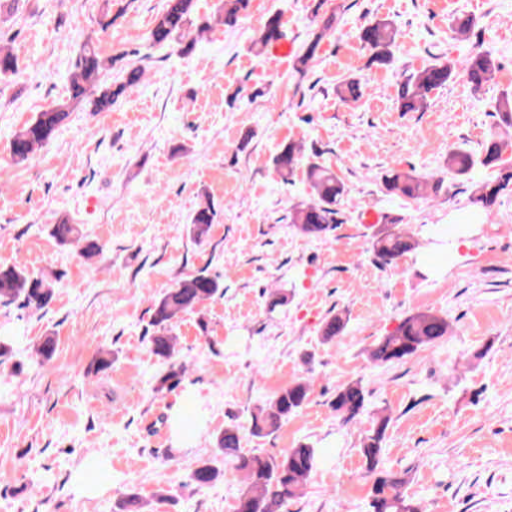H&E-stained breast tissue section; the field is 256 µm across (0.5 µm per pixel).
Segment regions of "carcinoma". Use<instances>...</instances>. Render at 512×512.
I'll list each match as a JSON object with an SVG mask.
<instances>
[{"mask_svg": "<svg viewBox=\"0 0 512 512\" xmlns=\"http://www.w3.org/2000/svg\"><path fill=\"white\" fill-rule=\"evenodd\" d=\"M250 0H223L222 8L213 17L218 25L233 27L248 9ZM196 0H165L157 16L149 39L155 44L180 41L192 23ZM211 22V23H213ZM205 22L202 28L211 27ZM338 16L332 12L322 19L305 51L296 56L295 70L306 71L309 61L316 55L324 37L333 33ZM398 30L387 19L367 22L360 30V41L370 52V64L388 66L392 63ZM283 37L279 17L270 16L260 30L255 42L258 52H263ZM113 59L104 56L91 39L81 46L70 77L69 100L74 103L88 101L91 111L109 109L124 96L127 89L138 84L143 71L131 65L122 78L105 84ZM501 68L500 63L487 51H475L456 66L454 61L435 59L426 66L403 72L397 88V102L402 112H422L427 107L429 93L442 88L463 73L473 92L478 93ZM20 73L19 57L11 46H0V79L8 80ZM336 96L343 102L356 101L362 96V82L348 78L336 86ZM495 114L499 121L512 126V91L504 90L496 99ZM68 117V105L57 104L36 115L12 134L10 153L12 160L23 164L47 144L58 127ZM512 142L491 132L485 138L481 157L456 149L448 153V172L456 177L468 176L476 164L485 168L508 163L505 153ZM301 149L289 143L275 157L274 165L283 177L293 174L300 161ZM312 198L294 205L288 214V224L299 236L321 239L332 232L337 224L340 207L348 195L345 183L330 168L312 162L306 170ZM387 194L408 201H418L431 194L437 195L444 188V180L420 175L412 170H392L383 178ZM473 202L484 207L493 205L505 192L512 189V171L501 172L494 180L474 184ZM217 211L207 203L198 206L190 218V232L198 242L204 241L215 223ZM58 242L73 246L79 253L91 258L100 251L98 243L83 238L79 226L63 222L53 228ZM418 246L415 235L400 228L387 231L374 238L371 253L374 261L389 268ZM57 279L35 274L16 266L0 267V305L18 303L26 309L40 310L47 306L55 294ZM224 293V285L204 270L181 279L174 287L161 294L153 303L150 338L152 352L168 360L175 352V339L171 326L179 315L193 311L217 294ZM347 326V319L340 313L328 315L321 327V337L326 343L340 338ZM448 316L433 310H418L405 316L397 327L382 337L368 351V359L375 366L393 365L406 361L417 352L432 346L448 336ZM312 382L299 378L281 388L270 400L251 413V437L264 438L277 431L283 423L297 414L310 400ZM368 392L362 381L355 380L341 385L330 403L331 411L344 423L356 421L366 410ZM390 418L382 416L374 422L370 434L360 448L365 470L372 478L368 512H422L420 503L405 493L408 480L383 468V441ZM242 435L237 427H227L218 438L217 445L224 454V468L219 469L208 461L197 464L189 475L190 483L202 488L212 485L231 474L241 484L235 500L234 512H285L288 500L300 495L305 481L316 467V448L304 444L290 448L279 457H269L241 448Z\"/></svg>", "mask_w": 512, "mask_h": 512, "instance_id": "obj_1", "label": "carcinoma"}]
</instances>
